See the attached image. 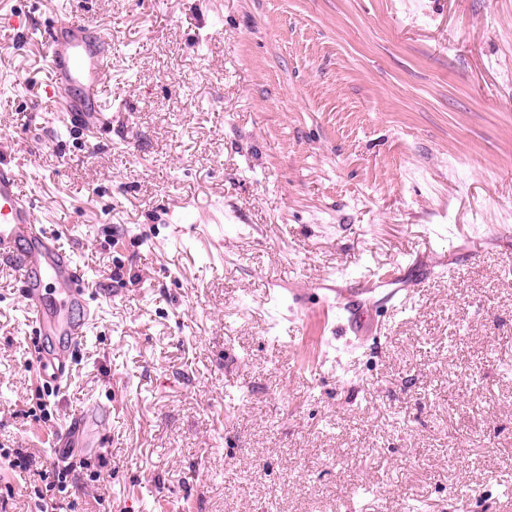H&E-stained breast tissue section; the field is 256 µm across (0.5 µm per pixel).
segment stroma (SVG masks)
I'll list each match as a JSON object with an SVG mask.
<instances>
[{
  "mask_svg": "<svg viewBox=\"0 0 512 512\" xmlns=\"http://www.w3.org/2000/svg\"><path fill=\"white\" fill-rule=\"evenodd\" d=\"M72 10L112 42L80 133ZM0 161L92 309L39 419L0 260V512H512V0H0ZM43 54L61 109L73 125H85L102 112L104 78L112 62V43L89 22L71 12L56 16L41 32Z\"/></svg>",
  "mask_w": 512,
  "mask_h": 512,
  "instance_id": "stroma-1",
  "label": "stroma"
}]
</instances>
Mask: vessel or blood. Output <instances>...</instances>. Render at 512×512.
<instances>
[{"label": "vessel or blood", "mask_w": 512, "mask_h": 512, "mask_svg": "<svg viewBox=\"0 0 512 512\" xmlns=\"http://www.w3.org/2000/svg\"><path fill=\"white\" fill-rule=\"evenodd\" d=\"M52 83L61 95L68 122L96 120L102 110L104 78L112 62V43L80 16H56L41 34ZM33 196L23 193L14 166L0 163V258L18 261L26 309L42 343L61 351L77 347L88 326L89 308L81 287L84 273L71 255L59 250L37 224ZM62 287L61 306L47 303L42 291ZM45 384L64 390L65 364L47 360L41 368Z\"/></svg>", "instance_id": "obj_1"}]
</instances>
